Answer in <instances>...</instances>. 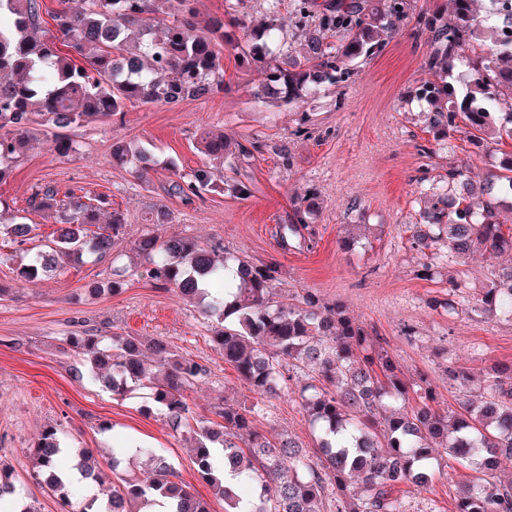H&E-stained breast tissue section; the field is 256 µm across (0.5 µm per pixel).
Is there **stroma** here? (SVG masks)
I'll list each match as a JSON object with an SVG mask.
<instances>
[{
	"mask_svg": "<svg viewBox=\"0 0 512 512\" xmlns=\"http://www.w3.org/2000/svg\"><path fill=\"white\" fill-rule=\"evenodd\" d=\"M427 51L426 44L400 31L381 54L359 63L345 89L323 88L301 106L268 107L253 99L252 68L227 48L228 91L172 108L131 107L123 122L71 129L78 151L68 157L55 153L51 138H41L14 166L0 183V194L18 208H25L36 187L52 184L109 195L127 216L123 241L102 261L87 255L65 262L60 274L23 282L13 261L0 257V459L12 464L38 512H59V505L25 451L52 426L67 446L92 450L105 468L113 449L130 442L164 449L180 480L212 512H224L223 500L197 472L188 433L173 432L142 391L121 398L91 379H78L84 363L65 342L84 328L105 336L159 338L207 370L189 394L197 415L210 416L226 399L252 401L245 382L211 342L210 326L197 309L145 277L146 263L132 244L149 230L162 237L219 240L255 263L276 261L282 289L303 288L322 301L344 303L371 335L385 340L406 376L427 374L439 408L458 409L480 392L477 382L465 389L449 384L447 366L470 371L478 381L492 368L512 364V320L451 315L430 305L447 297L452 276L464 278L469 294L478 295L493 258L477 253L465 264L440 267L434 279L417 275L419 256L410 246L408 226L421 206L419 169L428 167L434 179L465 160L478 179L490 167L488 156L463 141L452 151L435 149L431 159L420 156L418 145L432 143L433 134L423 118L426 104L410 100L408 92L430 76L424 68ZM305 111L311 114L309 138L294 134ZM204 130L264 143L262 156L244 170L246 199L208 193L187 200L170 193L174 173L188 175L205 164L195 148ZM117 141L150 150L148 176L113 161ZM283 146L291 156L286 165L276 154ZM310 189L321 202L314 219L316 246L282 252L275 227L292 198ZM158 206L168 211V223L148 225V212ZM118 269L126 276L122 290L113 294L105 286ZM257 426L314 444L300 399L291 392L266 400ZM470 477L456 459L443 457L431 482L402 488L400 510L453 512L457 488Z\"/></svg>",
	"mask_w": 512,
	"mask_h": 512,
	"instance_id": "1",
	"label": "stroma"
}]
</instances>
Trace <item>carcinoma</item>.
<instances>
[{"instance_id": "cac0c4a2", "label": "carcinoma", "mask_w": 512, "mask_h": 512, "mask_svg": "<svg viewBox=\"0 0 512 512\" xmlns=\"http://www.w3.org/2000/svg\"><path fill=\"white\" fill-rule=\"evenodd\" d=\"M176 2V12L160 19L153 16L152 0H62L49 25L40 0H0V182L28 150L35 127L53 136L55 152L64 157L76 145L58 129L120 123L130 106H175L223 91L219 46L228 26L242 32L232 47L254 64L253 97L267 105L304 104L324 86H348L356 61L379 54L410 23L414 38L429 47L427 70L449 73L458 62L467 65L461 94L431 80L411 90L413 98L432 107L426 117L434 140L448 143L451 151L453 141L463 137L491 154L512 140V0H488L483 13L477 0H450L431 13L415 12L414 0H291L303 42L298 55L288 49L275 11L256 30L229 11L203 17L199 0ZM197 146L232 175L201 167L179 176L172 191L187 199L225 189L238 198L248 195L238 164L262 154L259 140L203 131ZM112 159L143 174L151 162L132 142L113 144ZM507 192L512 193V153L479 184L465 164L448 165L416 223L408 226L412 248L421 256L418 276L431 278L435 267L459 264L476 248L491 256L512 255V227L500 218V196ZM319 207L315 191L292 200L275 231L281 250L314 247L311 216ZM26 211L49 214L58 224L52 251L77 261L86 253L109 254L126 224L108 196L52 185L32 193ZM31 231L0 195V247L26 257L16 267L21 281L54 271L52 255L30 253ZM136 249L155 286L200 304L201 313L220 324L212 329V342L256 400L219 404L216 421L196 418L187 392L206 369L175 354L167 342L113 336L107 343L81 330L66 343L112 395L143 388L172 431L193 434L198 472L224 499L225 512H325L329 497L336 512H399L395 493L432 476L437 439L474 472L459 488L456 512H512V480L497 476L502 459L512 458V365L494 368L478 399L442 412L428 376L405 377L381 339L342 305L322 303L306 290L281 303L275 262L244 260L216 240L162 238L149 231ZM449 284L452 298L438 303L448 313L512 319V264L491 266L475 301L463 291L465 280L453 277ZM307 369L313 375L298 386V396L314 432L312 450L289 435L270 438L256 426L264 399L288 391L294 375ZM445 375L449 384L465 387L474 378L451 365ZM216 444L224 456L222 469L213 463ZM136 452L149 462L148 480L119 471L123 448L112 449V475H107L90 451H66L53 426L27 449V457L45 475L60 512H73L67 477L72 469L96 482L101 494L82 512H151L162 498L171 502V512H211L189 485L176 480L163 449ZM18 494L11 466L0 461V501Z\"/></svg>"}]
</instances>
